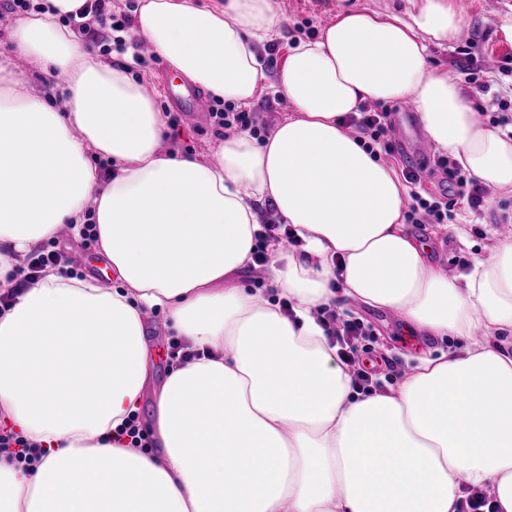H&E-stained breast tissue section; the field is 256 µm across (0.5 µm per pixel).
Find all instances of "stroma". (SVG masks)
Listing matches in <instances>:
<instances>
[{"mask_svg":"<svg viewBox=\"0 0 512 512\" xmlns=\"http://www.w3.org/2000/svg\"><path fill=\"white\" fill-rule=\"evenodd\" d=\"M406 5L407 0H276L274 8L282 14L284 24L281 36L275 42V59L265 62V70L268 76H275L280 64L285 63L295 38L320 33L335 19L338 9L369 6L383 10ZM464 17L465 25L457 40L447 47H431L430 61L455 77L460 74V63L471 61L481 69L488 85L484 92L472 85L466 88L476 107L484 108V120L494 122L502 114L512 118V35L507 32L512 26V0H471ZM491 97L501 100L502 109L486 110L485 105ZM223 137V129L215 126L210 118L192 120L184 116L178 126L168 127L163 146L206 155ZM505 214L512 215V199L491 195L480 212L472 215L467 227L468 238L463 244L451 235H435V227L431 224H411L407 231L428 246V258L432 263L442 267L461 259L471 263L487 257V228L500 226ZM335 308L342 315L360 319L366 330L364 345L386 358L387 364L379 368L377 376L381 390L397 387L410 369L416 367L418 357L439 355L444 348L442 342L432 337L408 331L388 310L364 307L342 296L337 297ZM173 339V333L165 326L163 312L154 311L146 321V341L154 362L156 381H163L166 375Z\"/></svg>","mask_w":512,"mask_h":512,"instance_id":"obj_1","label":"stroma"}]
</instances>
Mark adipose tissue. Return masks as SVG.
Listing matches in <instances>:
<instances>
[{
	"label": "adipose tissue",
	"mask_w": 512,
	"mask_h": 512,
	"mask_svg": "<svg viewBox=\"0 0 512 512\" xmlns=\"http://www.w3.org/2000/svg\"><path fill=\"white\" fill-rule=\"evenodd\" d=\"M85 3L41 0L0 53V292L36 246L86 224L122 287L53 270L0 315V430L45 450L30 465L0 451V512H458L467 486L512 512V234L492 231L467 275L432 264L396 169L346 125L359 105L412 101L437 150L512 197V136L429 61L462 13L340 11L271 80V0H139L135 35L179 76L238 106L271 88L291 109L201 157L163 149L143 82L63 25ZM38 76L57 98L21 94ZM265 202L304 242L301 258L268 246L287 315L231 281ZM340 291L448 351L354 392L315 316ZM157 307L200 357L172 364L141 449L116 431L141 408Z\"/></svg>",
	"instance_id": "adipose-tissue-1"
}]
</instances>
